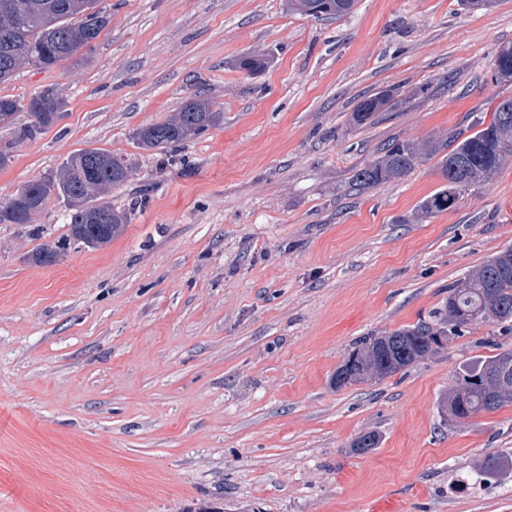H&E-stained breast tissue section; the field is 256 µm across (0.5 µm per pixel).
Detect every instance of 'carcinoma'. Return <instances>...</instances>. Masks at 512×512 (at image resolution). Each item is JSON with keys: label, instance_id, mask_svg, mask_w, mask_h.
Returning a JSON list of instances; mask_svg holds the SVG:
<instances>
[{"label": "carcinoma", "instance_id": "1", "mask_svg": "<svg viewBox=\"0 0 512 512\" xmlns=\"http://www.w3.org/2000/svg\"><path fill=\"white\" fill-rule=\"evenodd\" d=\"M288 10L306 15L340 17L348 14L355 0H287ZM108 24L98 0H0V83L9 80L25 65L52 69L90 48ZM265 58L259 54L242 57L237 67L250 74L262 71ZM497 77L512 79V45L501 47L496 57ZM400 104L397 95L384 92L363 98L352 112L357 126L373 121L379 112ZM66 100L47 88L28 103L0 97V115L5 126L15 124L25 112L30 121L16 129L20 139L30 138L50 126L64 112ZM223 118L214 104L198 96L184 99L179 110L163 122L137 129L133 138L143 150L172 149L200 134ZM438 158L445 185L419 205L425 215L451 208L469 187L485 181L512 157V98L502 99L492 121L459 142H397L384 155L354 171L350 184L357 191L374 188L406 175L423 159ZM128 158L101 148L80 149L69 155L56 172L21 185L0 201V224H32L50 200L68 205V239L96 249L112 241L130 213L119 212L106 201L112 189L129 178ZM494 321L512 323V247H506L448 287L446 297L429 320L390 332L373 334L353 348L333 377L336 388L392 376L416 361L446 348L440 336L448 323L455 336L466 328ZM512 360V349L483 358L461 370L455 387L439 401L440 409L463 422L481 413L512 404V386H502L498 368ZM512 473V459L490 454L478 473L487 480Z\"/></svg>", "mask_w": 512, "mask_h": 512}]
</instances>
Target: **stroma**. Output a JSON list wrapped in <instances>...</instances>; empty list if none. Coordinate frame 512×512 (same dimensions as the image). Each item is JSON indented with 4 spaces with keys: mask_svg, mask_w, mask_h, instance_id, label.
Returning <instances> with one entry per match:
<instances>
[{
    "mask_svg": "<svg viewBox=\"0 0 512 512\" xmlns=\"http://www.w3.org/2000/svg\"><path fill=\"white\" fill-rule=\"evenodd\" d=\"M90 61L19 69L0 96L47 87L64 115L29 139L0 126V199L79 149L127 156L106 246L70 245L50 201L0 224V512H512V406L448 420L463 365L512 349L494 323L381 380L335 388L364 336L427 318L448 286L512 246V159L450 209L436 160L355 193L392 141L468 136L512 97L496 79L512 0H357L322 19L285 0H102ZM264 54L249 75L237 59ZM402 105L354 125L366 96ZM219 124L169 153L133 132L192 94ZM377 433L368 453L355 439ZM506 472L512 473V457L509 460L495 454L486 456L478 469V473L486 480L498 478Z\"/></svg>",
    "mask_w": 512,
    "mask_h": 512,
    "instance_id": "1",
    "label": "stroma"
}]
</instances>
